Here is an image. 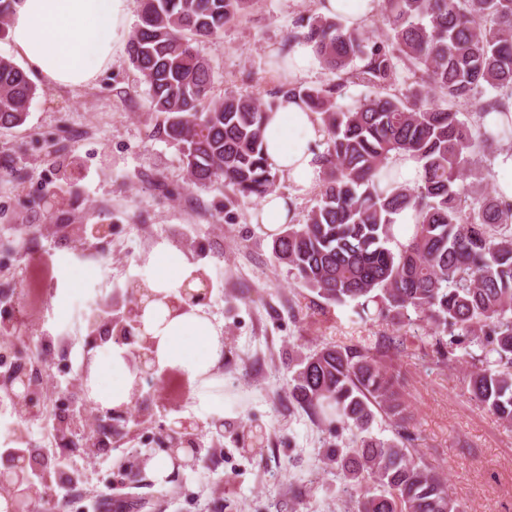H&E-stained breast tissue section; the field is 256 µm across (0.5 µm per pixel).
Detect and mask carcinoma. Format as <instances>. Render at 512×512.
Returning <instances> with one entry per match:
<instances>
[{"label": "carcinoma", "instance_id": "carcinoma-1", "mask_svg": "<svg viewBox=\"0 0 512 512\" xmlns=\"http://www.w3.org/2000/svg\"><path fill=\"white\" fill-rule=\"evenodd\" d=\"M252 2L141 0L127 49L147 87L153 133L178 148L192 184L224 187L226 204L260 201L281 178L265 158L266 112L282 94L302 99L325 134L317 155L325 178L304 223L275 237V262L362 321L428 327L442 360L458 361L459 350L467 357L471 398L512 426V201L498 197L482 165L512 139V120L484 122L512 99V0H380V37L301 15L286 47L311 44L326 82L288 81L268 101L215 97L210 61L195 44L219 38ZM351 85L371 94L344 104ZM35 94L24 70L0 56V129L23 125ZM460 102L473 115L456 110ZM406 154L422 167L413 186L389 166ZM404 209L415 224L401 243L394 215ZM110 316L99 309L86 328L107 332ZM402 344L383 336L374 352L316 349L301 358L290 395L336 436L351 433V447L329 461L342 492L357 495V512H464L410 447L407 406L380 356ZM378 414L394 437L372 434Z\"/></svg>", "mask_w": 512, "mask_h": 512}]
</instances>
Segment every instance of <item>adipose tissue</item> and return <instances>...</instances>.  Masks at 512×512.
Instances as JSON below:
<instances>
[{
	"mask_svg": "<svg viewBox=\"0 0 512 512\" xmlns=\"http://www.w3.org/2000/svg\"><path fill=\"white\" fill-rule=\"evenodd\" d=\"M131 0H16L9 37L26 68L47 86L80 89L112 63L129 39ZM324 138L315 114L297 97H280L267 114L266 155L272 168L302 194L321 177L317 145ZM142 333L159 369H174L196 386L194 399L207 412L222 398L215 371L224 360V328L202 305L185 303L183 289H199L182 251L162 242L149 259ZM131 347L106 343L84 366V384L100 410L126 408L136 394Z\"/></svg>",
	"mask_w": 512,
	"mask_h": 512,
	"instance_id": "obj_1",
	"label": "adipose tissue"
}]
</instances>
